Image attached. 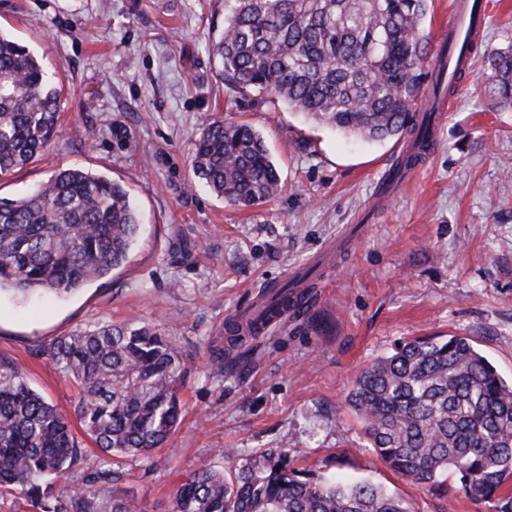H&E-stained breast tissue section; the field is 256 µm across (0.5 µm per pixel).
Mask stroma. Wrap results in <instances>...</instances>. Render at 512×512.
Returning <instances> with one entry per match:
<instances>
[{
	"label": "stroma",
	"instance_id": "1",
	"mask_svg": "<svg viewBox=\"0 0 512 512\" xmlns=\"http://www.w3.org/2000/svg\"><path fill=\"white\" fill-rule=\"evenodd\" d=\"M223 27L224 0H0V30L61 90L57 138L0 178V197L79 167L124 184L140 218L127 261L105 277L62 298L0 293V359L70 417L78 388L42 346L100 321L153 323L176 340L180 424L112 486L147 512H168L200 468L266 449L315 480H369L411 512H488L387 469L347 394L359 370L420 336L470 337L512 379V108L490 105L476 59L422 169L386 191L410 141L345 136L282 104L228 102L210 53ZM218 118L262 133L284 184L269 202L242 209L192 185L190 149ZM301 272L306 314L227 347L225 323Z\"/></svg>",
	"mask_w": 512,
	"mask_h": 512
}]
</instances>
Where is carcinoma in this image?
Wrapping results in <instances>:
<instances>
[{"label": "carcinoma", "instance_id": "carcinoma-1", "mask_svg": "<svg viewBox=\"0 0 512 512\" xmlns=\"http://www.w3.org/2000/svg\"><path fill=\"white\" fill-rule=\"evenodd\" d=\"M429 0H224V29L212 44L230 100L272 102L343 134L382 141L403 132L412 149L395 178L420 158L430 123L416 118L425 82L448 95L447 49L430 57L423 20ZM488 95L512 107V42L484 52ZM60 98L44 66L0 31V176L23 168L55 140ZM194 177L225 202L254 208L281 189L262 135L215 120L191 150ZM139 220L117 182L80 168L58 170L19 199L0 198V292L69 294L121 266ZM290 285L272 292L248 324L231 320L236 342L259 322L303 312ZM41 354L81 386L75 415L106 456L77 487L45 482L73 470L85 449L67 418L0 359V488L37 512H146L112 494L129 457L166 445L180 419L185 363L172 337L149 323H97L59 336ZM348 404L378 459L442 496L480 498L512 512V383L468 336L401 343L353 380ZM170 512H410L372 482L315 481L288 454L264 450L233 471L204 467L171 497Z\"/></svg>", "mask_w": 512, "mask_h": 512}]
</instances>
